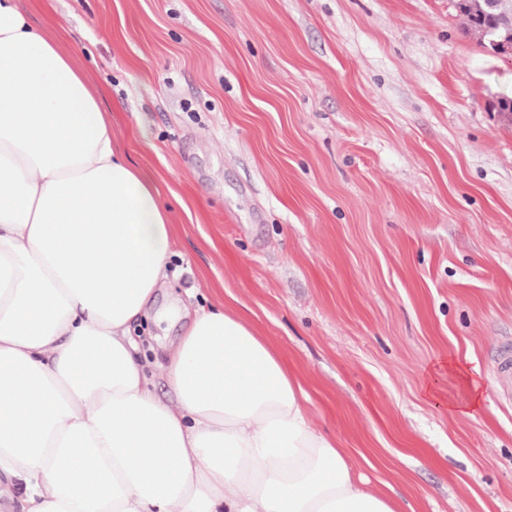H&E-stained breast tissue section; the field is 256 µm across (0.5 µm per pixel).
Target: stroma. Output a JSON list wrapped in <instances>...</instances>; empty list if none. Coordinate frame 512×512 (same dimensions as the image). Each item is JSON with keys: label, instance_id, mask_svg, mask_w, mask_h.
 Listing matches in <instances>:
<instances>
[{"label": "stroma", "instance_id": "35a3bbf8", "mask_svg": "<svg viewBox=\"0 0 512 512\" xmlns=\"http://www.w3.org/2000/svg\"><path fill=\"white\" fill-rule=\"evenodd\" d=\"M35 24L103 86L177 228L149 345L223 302L272 342L374 490L512 512V63L456 0H53ZM442 357L466 391L423 385ZM434 372L438 374L444 372L454 373L468 388L470 394L469 403L465 407L460 408L459 413L472 416L474 412L482 407L486 390L484 382L473 373L463 369L456 360L453 358L439 360Z\"/></svg>", "mask_w": 512, "mask_h": 512}]
</instances>
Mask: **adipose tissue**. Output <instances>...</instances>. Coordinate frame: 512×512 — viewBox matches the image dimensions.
<instances>
[{
	"label": "adipose tissue",
	"instance_id": "adipose-tissue-1",
	"mask_svg": "<svg viewBox=\"0 0 512 512\" xmlns=\"http://www.w3.org/2000/svg\"><path fill=\"white\" fill-rule=\"evenodd\" d=\"M91 85L0 0V499L21 512H401L318 430L286 357L223 305L154 391L132 324L174 226Z\"/></svg>",
	"mask_w": 512,
	"mask_h": 512
}]
</instances>
